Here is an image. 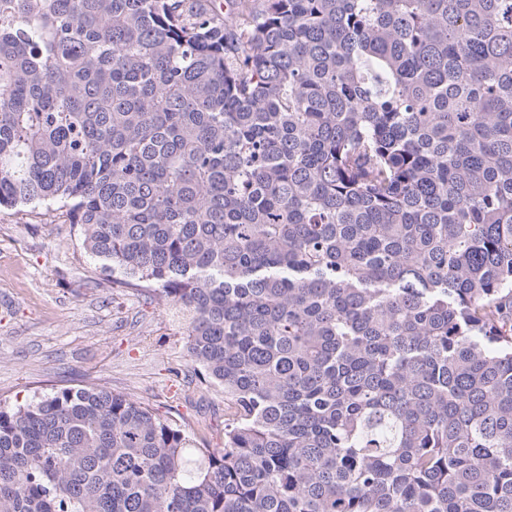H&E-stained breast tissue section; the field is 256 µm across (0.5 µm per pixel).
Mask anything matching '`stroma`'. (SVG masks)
Returning <instances> with one entry per match:
<instances>
[{"mask_svg":"<svg viewBox=\"0 0 512 512\" xmlns=\"http://www.w3.org/2000/svg\"><path fill=\"white\" fill-rule=\"evenodd\" d=\"M85 386L224 446V390L199 383L176 310L154 289L114 287L61 204L0 206V404Z\"/></svg>","mask_w":512,"mask_h":512,"instance_id":"1","label":"stroma"}]
</instances>
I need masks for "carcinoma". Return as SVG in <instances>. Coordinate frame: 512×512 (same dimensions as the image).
<instances>
[{
	"label": "carcinoma",
	"mask_w": 512,
	"mask_h": 512,
	"mask_svg": "<svg viewBox=\"0 0 512 512\" xmlns=\"http://www.w3.org/2000/svg\"><path fill=\"white\" fill-rule=\"evenodd\" d=\"M68 207L224 388L0 406V512H512V0H0V205Z\"/></svg>",
	"instance_id": "obj_1"
}]
</instances>
